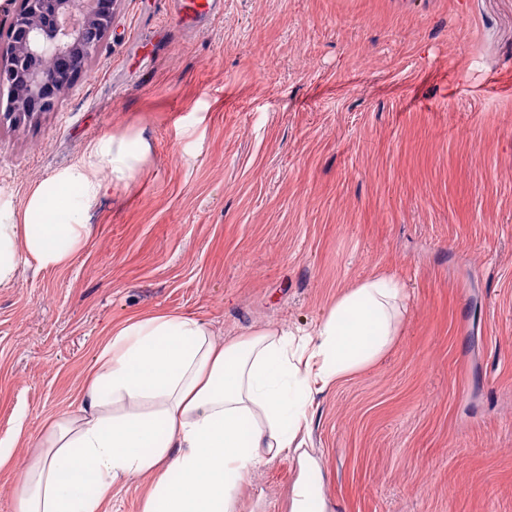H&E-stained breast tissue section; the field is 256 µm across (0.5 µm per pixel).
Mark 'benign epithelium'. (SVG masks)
I'll use <instances>...</instances> for the list:
<instances>
[{"label":"benign epithelium","mask_w":512,"mask_h":512,"mask_svg":"<svg viewBox=\"0 0 512 512\" xmlns=\"http://www.w3.org/2000/svg\"><path fill=\"white\" fill-rule=\"evenodd\" d=\"M119 0H19L0 57V118L20 125L58 106L112 28Z\"/></svg>","instance_id":"obj_1"}]
</instances>
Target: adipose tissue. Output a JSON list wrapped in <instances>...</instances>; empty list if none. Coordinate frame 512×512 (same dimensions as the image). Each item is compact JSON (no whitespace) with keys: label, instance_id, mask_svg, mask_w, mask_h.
I'll list each match as a JSON object with an SVG mask.
<instances>
[{"label":"adipose tissue","instance_id":"1","mask_svg":"<svg viewBox=\"0 0 512 512\" xmlns=\"http://www.w3.org/2000/svg\"><path fill=\"white\" fill-rule=\"evenodd\" d=\"M148 152L144 141L105 135L23 207L0 197V287L28 259L65 264L106 179L129 178ZM403 299L399 283L369 279L312 328H267L221 346L192 316L128 318L100 348L78 412L48 426L15 512H105L113 487L137 475L152 479L142 512H236L245 476L282 455L300 465L293 512H309L315 461L305 433L315 396L391 345Z\"/></svg>","mask_w":512,"mask_h":512}]
</instances>
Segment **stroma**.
<instances>
[{
	"label": "stroma",
	"instance_id": "obj_1",
	"mask_svg": "<svg viewBox=\"0 0 512 512\" xmlns=\"http://www.w3.org/2000/svg\"><path fill=\"white\" fill-rule=\"evenodd\" d=\"M107 134L146 160L0 287V512L116 323L308 329L377 275L408 309L314 401L327 512H512V0H120L58 108L0 123V196ZM298 472L254 469L238 512H291Z\"/></svg>",
	"mask_w": 512,
	"mask_h": 512
}]
</instances>
